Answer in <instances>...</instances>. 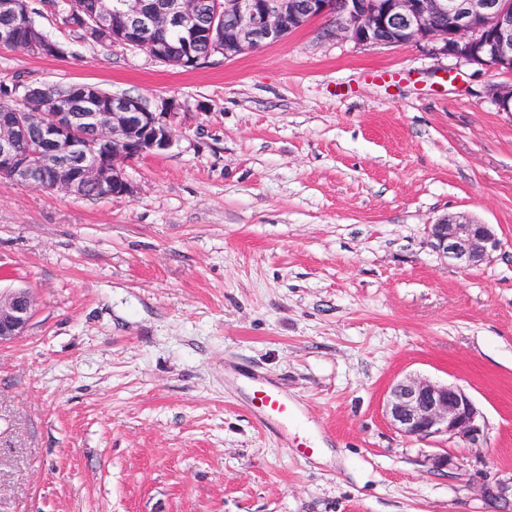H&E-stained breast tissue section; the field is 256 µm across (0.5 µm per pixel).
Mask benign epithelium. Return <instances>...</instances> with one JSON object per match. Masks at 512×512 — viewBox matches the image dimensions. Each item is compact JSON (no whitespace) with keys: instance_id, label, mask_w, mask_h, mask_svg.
I'll return each mask as SVG.
<instances>
[{"instance_id":"obj_1","label":"benign epithelium","mask_w":512,"mask_h":512,"mask_svg":"<svg viewBox=\"0 0 512 512\" xmlns=\"http://www.w3.org/2000/svg\"><path fill=\"white\" fill-rule=\"evenodd\" d=\"M99 29L109 21L131 40L152 37L162 13L181 28L185 46L204 39L209 54L249 53L288 37L311 21L336 17V30L361 46L427 43L438 54L490 71L512 72V0H98ZM178 106H150L135 96L100 102L92 84H78L67 101L50 99L38 112L0 111V181L80 198L89 188L103 197L130 196L125 166L160 154L174 143ZM32 137L38 156L18 149ZM427 245L440 259L463 270L477 268L502 249L492 224L465 214H446L427 225ZM35 310L30 291L0 300V344L22 335ZM386 416L406 437H444L479 447L484 417L460 385L410 376L396 382ZM483 497L512 506V476L486 482Z\"/></svg>"}]
</instances>
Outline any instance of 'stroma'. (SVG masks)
I'll return each mask as SVG.
<instances>
[{"instance_id": "obj_1", "label": "stroma", "mask_w": 512, "mask_h": 512, "mask_svg": "<svg viewBox=\"0 0 512 512\" xmlns=\"http://www.w3.org/2000/svg\"><path fill=\"white\" fill-rule=\"evenodd\" d=\"M35 22L65 55L0 47V82L182 113L127 166L133 196L0 182V295L36 299L0 345V512H490L482 483L512 475V113L492 95L512 73L362 47L332 17L189 71ZM460 212L503 241L471 270L426 244ZM407 375L464 387L481 447L395 431ZM251 378L296 404L313 456L251 415Z\"/></svg>"}]
</instances>
